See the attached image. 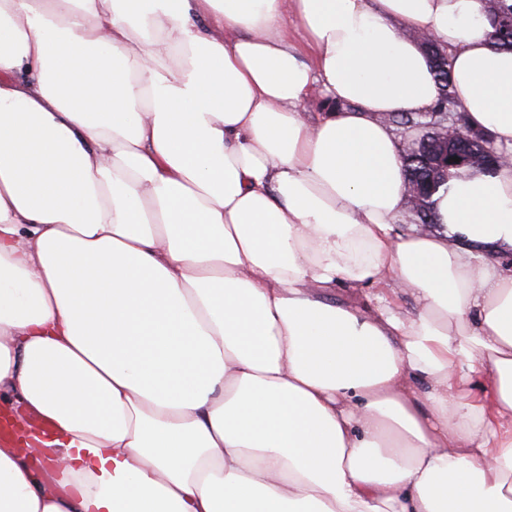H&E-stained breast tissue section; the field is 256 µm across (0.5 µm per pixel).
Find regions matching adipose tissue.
Here are the masks:
<instances>
[{
	"label": "adipose tissue",
	"mask_w": 512,
	"mask_h": 512,
	"mask_svg": "<svg viewBox=\"0 0 512 512\" xmlns=\"http://www.w3.org/2000/svg\"><path fill=\"white\" fill-rule=\"evenodd\" d=\"M496 7L0 0V512H512V159L406 231L386 121L512 156Z\"/></svg>",
	"instance_id": "adipose-tissue-1"
}]
</instances>
